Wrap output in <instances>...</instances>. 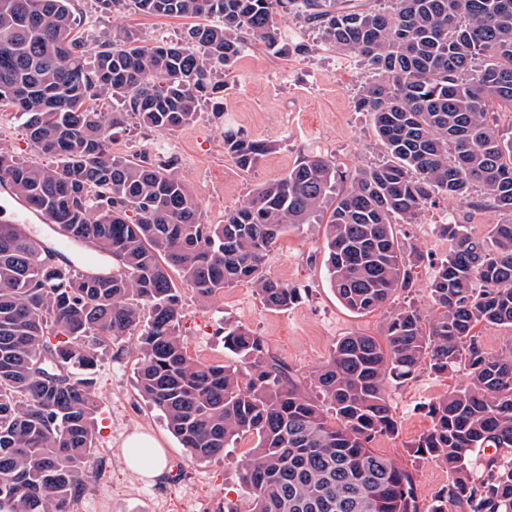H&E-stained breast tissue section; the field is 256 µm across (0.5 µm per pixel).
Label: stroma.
<instances>
[{
    "instance_id": "1",
    "label": "stroma",
    "mask_w": 512,
    "mask_h": 512,
    "mask_svg": "<svg viewBox=\"0 0 512 512\" xmlns=\"http://www.w3.org/2000/svg\"><path fill=\"white\" fill-rule=\"evenodd\" d=\"M73 10L92 38L126 28L149 42H169L181 39L189 25L181 18L133 12L104 16L95 0H73ZM366 80L356 58L333 51L280 59L253 47L237 64L223 114H215L206 105L190 127L122 133L113 141L112 150L118 155L145 151L160 160H174L208 220L219 224L225 212L240 206L253 189L281 176L303 156L322 154L344 169L381 160L384 153L372 117L356 106ZM228 128L274 142L277 149L255 170L242 172L224 154ZM449 216L472 225L480 234L501 220L493 209L442 197L422 211L416 223L398 225L399 236L417 243L424 253L413 271V297L416 308L427 317L433 313L427 285L449 249L435 226ZM322 231L319 224L289 227L268 255L271 276L301 290L300 302L288 310L267 308L254 285L247 282L207 302L183 290L181 334L189 354L207 363H231L232 356L224 349V329L244 326L263 336L271 352L309 372L329 358L342 336L352 332L382 336L386 310L352 314L329 288L322 266ZM114 349V356L100 361L94 374L99 434L77 512H217L225 499L237 498L240 490L233 466L221 459L193 460L168 431L160 413L139 397L134 383L139 358L136 337H123ZM449 384L448 378L423 375L391 389L390 403L399 430L396 436L374 443L377 451L398 465L413 467L418 491L425 498L447 483L448 472L431 461H414L410 444L430 427L427 405L446 394ZM136 431L160 443L168 462L164 480L148 479L126 466V441Z\"/></svg>"
}]
</instances>
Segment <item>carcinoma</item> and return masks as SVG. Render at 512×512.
Returning a JSON list of instances; mask_svg holds the SVG:
<instances>
[{
    "mask_svg": "<svg viewBox=\"0 0 512 512\" xmlns=\"http://www.w3.org/2000/svg\"><path fill=\"white\" fill-rule=\"evenodd\" d=\"M194 19L177 41L126 29L90 39L71 0H0V107L48 158L39 165L0 142V178L112 275L62 265L13 224H0V512H75L97 439L93 374L112 343L137 336L136 389L200 461L235 460L246 512H512V346L497 353L479 326L512 328V0H96ZM292 15L320 43L370 74L369 112L382 161L341 171L301 158L210 223L171 160L112 153L130 128L175 131L224 94L249 46L281 57L277 18ZM275 144L224 130V154L244 172ZM440 197L472 199L503 219L482 236L454 218L435 225L448 254L428 285L434 315L391 308L383 339H339L303 373L263 338L224 329L235 363H205L180 334L181 289L201 301L241 282L287 310L300 289L271 277L267 253L293 224L325 218L323 264L336 299L356 315L414 292L419 247L397 235ZM463 375L430 405L417 461L448 470L426 499L409 468L370 448L399 424L389 389Z\"/></svg>",
    "mask_w": 512,
    "mask_h": 512,
    "instance_id": "cac0c4a2",
    "label": "carcinoma"
}]
</instances>
